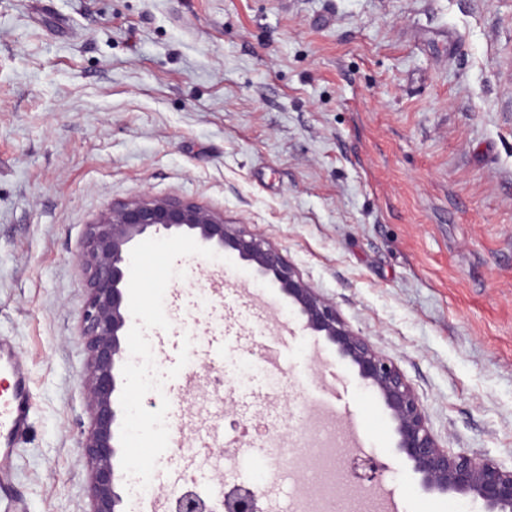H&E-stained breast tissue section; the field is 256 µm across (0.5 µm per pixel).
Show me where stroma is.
I'll use <instances>...</instances> for the list:
<instances>
[{
    "label": "stroma",
    "instance_id": "35a3bbf8",
    "mask_svg": "<svg viewBox=\"0 0 512 512\" xmlns=\"http://www.w3.org/2000/svg\"><path fill=\"white\" fill-rule=\"evenodd\" d=\"M193 200L279 248L342 320L393 361L449 453L512 469V0H0V336L29 369L30 426L0 474L18 512H91L82 336L86 224L113 203ZM159 370L191 340L190 388L166 380L175 447L153 504L228 455L264 512H330L389 487L402 512H483L424 491L380 398L273 282L291 336L233 308L212 260L177 259ZM207 305H200V294ZM361 415L371 479L341 461L280 468L310 447L325 371Z\"/></svg>",
    "mask_w": 512,
    "mask_h": 512
}]
</instances>
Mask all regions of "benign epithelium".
Wrapping results in <instances>:
<instances>
[{"label": "benign epithelium", "instance_id": "7a95c632", "mask_svg": "<svg viewBox=\"0 0 512 512\" xmlns=\"http://www.w3.org/2000/svg\"><path fill=\"white\" fill-rule=\"evenodd\" d=\"M184 231L219 250H230L263 276L272 277L288 296L303 328L325 336L357 367L359 376L381 396L398 436L397 448L412 463L423 488L440 493L471 494L486 512H512V470L490 458L448 454L431 435L423 409L399 368L354 333L332 302L317 294L287 262L282 252L233 224L224 214L192 200L145 197L112 205L86 226L80 262L86 273L83 332L89 352L85 388L92 411V428L83 451L92 466V512H119L113 459V426L117 421L114 394L116 363L121 358L127 322L125 288L129 246L145 234ZM253 490H231L212 506L193 491L175 499L174 512H239L248 507L263 512Z\"/></svg>", "mask_w": 512, "mask_h": 512}]
</instances>
